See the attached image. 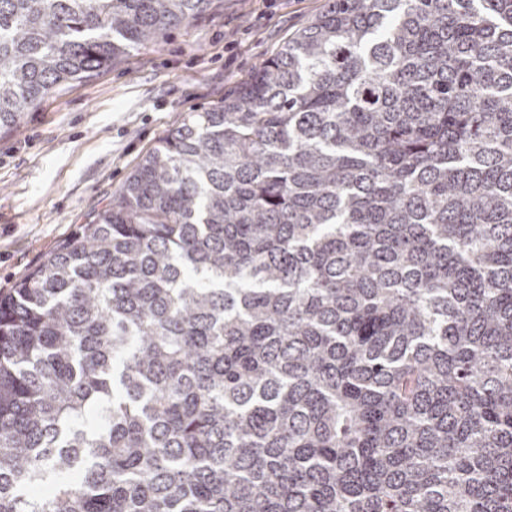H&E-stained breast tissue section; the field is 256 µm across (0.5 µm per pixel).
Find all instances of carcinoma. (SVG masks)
I'll return each mask as SVG.
<instances>
[{
    "instance_id": "carcinoma-1",
    "label": "carcinoma",
    "mask_w": 512,
    "mask_h": 512,
    "mask_svg": "<svg viewBox=\"0 0 512 512\" xmlns=\"http://www.w3.org/2000/svg\"><path fill=\"white\" fill-rule=\"evenodd\" d=\"M209 0H0V128ZM0 512H512V0H328L0 294Z\"/></svg>"
}]
</instances>
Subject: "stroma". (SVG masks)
<instances>
[{
  "label": "stroma",
  "instance_id": "stroma-1",
  "mask_svg": "<svg viewBox=\"0 0 512 512\" xmlns=\"http://www.w3.org/2000/svg\"><path fill=\"white\" fill-rule=\"evenodd\" d=\"M326 0H211L157 45L55 89L0 128V290L99 211L186 113L219 104ZM237 44L233 62L224 44Z\"/></svg>",
  "mask_w": 512,
  "mask_h": 512
}]
</instances>
